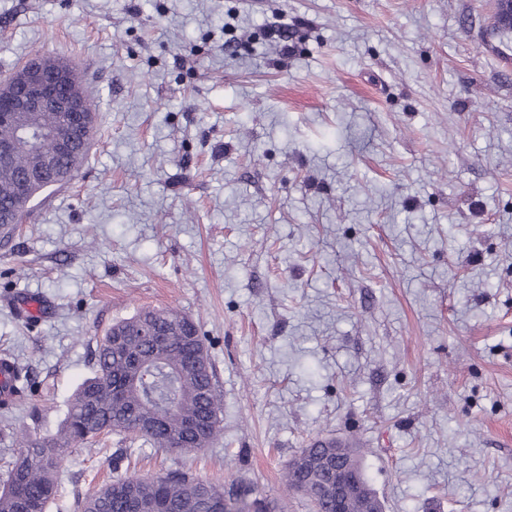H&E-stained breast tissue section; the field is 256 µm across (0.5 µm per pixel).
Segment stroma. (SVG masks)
Masks as SVG:
<instances>
[{
  "label": "stroma",
  "mask_w": 512,
  "mask_h": 512,
  "mask_svg": "<svg viewBox=\"0 0 512 512\" xmlns=\"http://www.w3.org/2000/svg\"><path fill=\"white\" fill-rule=\"evenodd\" d=\"M494 3L0 0V78L39 49L100 92L77 178L0 237V356L36 382L0 408V473L16 430L55 433L112 324L166 308L205 338L219 440L174 456L107 435L69 452L49 512L181 468L312 512L282 475L317 438L361 449L384 512H512V38Z\"/></svg>",
  "instance_id": "35a3bbf8"
}]
</instances>
